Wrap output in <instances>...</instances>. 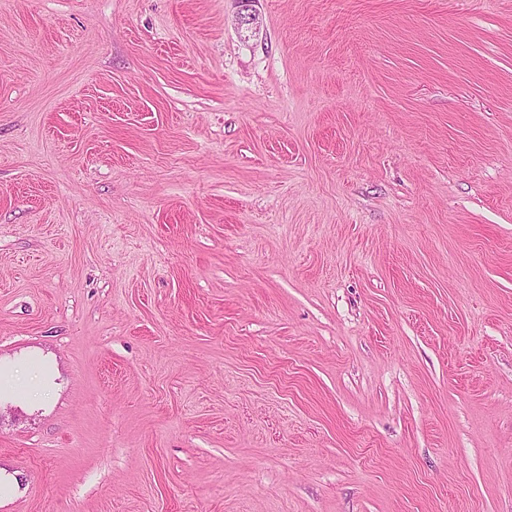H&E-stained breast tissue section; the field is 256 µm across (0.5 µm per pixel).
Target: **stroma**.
Here are the masks:
<instances>
[{
  "label": "stroma",
  "instance_id": "stroma-1",
  "mask_svg": "<svg viewBox=\"0 0 512 512\" xmlns=\"http://www.w3.org/2000/svg\"><path fill=\"white\" fill-rule=\"evenodd\" d=\"M0 378V512H512V0H0Z\"/></svg>",
  "mask_w": 512,
  "mask_h": 512
}]
</instances>
